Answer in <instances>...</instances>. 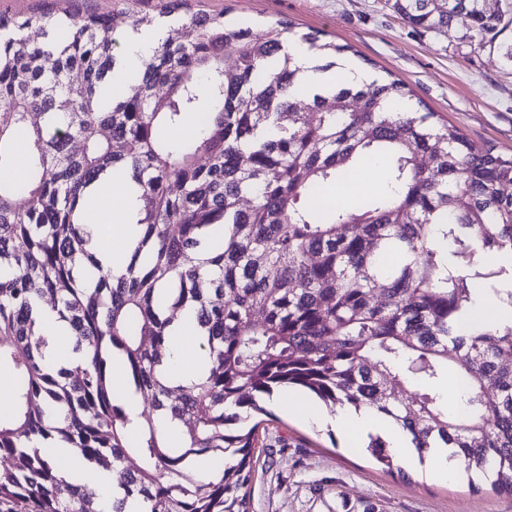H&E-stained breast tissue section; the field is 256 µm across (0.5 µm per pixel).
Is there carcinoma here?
<instances>
[{
    "mask_svg": "<svg viewBox=\"0 0 512 512\" xmlns=\"http://www.w3.org/2000/svg\"><path fill=\"white\" fill-rule=\"evenodd\" d=\"M394 8L425 30L460 12L481 36L501 23L484 0ZM125 14L134 32L178 25L183 39L121 69L107 15L0 14V173L25 161L22 179H0V372L12 383L0 410V512H104L60 465L62 444L116 476L110 512L132 500L140 512H249L257 425L230 427L291 385L391 417L419 459L440 443L512 496V315L465 321L476 283L512 311V265L481 260L512 257V155L472 152L458 127L410 104L399 79L299 105L291 23L256 36L222 12H190L189 0ZM300 40L313 72L352 50L317 31ZM373 160L383 193L349 207L315 202ZM113 178L141 201L118 275L80 219L109 208L93 183ZM46 299L70 328L66 352L50 353L37 321ZM187 308L203 366L189 384L166 370ZM115 357L149 405L136 428ZM450 371L464 397L454 415L435 391ZM367 451L393 471L382 438ZM215 459L222 467L200 479L195 463Z\"/></svg>",
    "mask_w": 512,
    "mask_h": 512,
    "instance_id": "obj_1",
    "label": "carcinoma"
}]
</instances>
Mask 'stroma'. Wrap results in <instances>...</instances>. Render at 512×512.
I'll use <instances>...</instances> for the list:
<instances>
[{"label":"stroma","instance_id":"35a3bbf8","mask_svg":"<svg viewBox=\"0 0 512 512\" xmlns=\"http://www.w3.org/2000/svg\"><path fill=\"white\" fill-rule=\"evenodd\" d=\"M227 22L258 31L289 21L325 40L351 46L372 76L402 80L415 99L465 134L478 151L512 154V0H486L501 14L495 39L459 17L439 31L408 25L394 0H200ZM295 391L261 398L270 411L257 432L249 512H512V496L489 481L470 490L466 473L448 479L428 465L394 455L384 471L364 447L335 428L298 418Z\"/></svg>","mask_w":512,"mask_h":512}]
</instances>
